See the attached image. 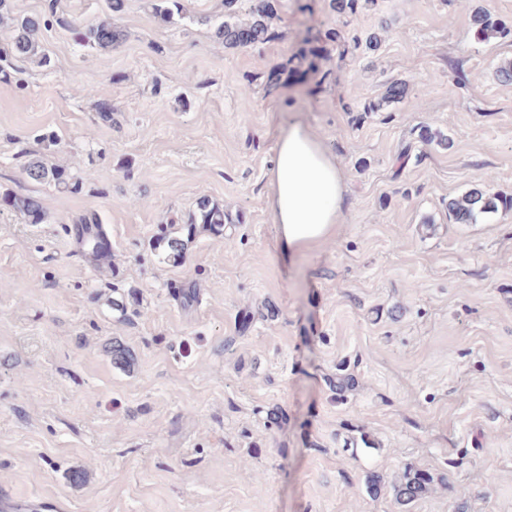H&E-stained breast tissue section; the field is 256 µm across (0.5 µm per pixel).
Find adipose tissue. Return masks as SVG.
Returning a JSON list of instances; mask_svg holds the SVG:
<instances>
[{"label": "adipose tissue", "instance_id": "obj_1", "mask_svg": "<svg viewBox=\"0 0 512 512\" xmlns=\"http://www.w3.org/2000/svg\"><path fill=\"white\" fill-rule=\"evenodd\" d=\"M342 203L343 180L335 159L310 128L291 125L276 146L268 199L283 255L333 239Z\"/></svg>", "mask_w": 512, "mask_h": 512}]
</instances>
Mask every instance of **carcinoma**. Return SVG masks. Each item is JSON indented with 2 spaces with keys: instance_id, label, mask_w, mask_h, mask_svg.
I'll return each mask as SVG.
<instances>
[{
  "instance_id": "obj_1",
  "label": "carcinoma",
  "mask_w": 512,
  "mask_h": 512,
  "mask_svg": "<svg viewBox=\"0 0 512 512\" xmlns=\"http://www.w3.org/2000/svg\"><path fill=\"white\" fill-rule=\"evenodd\" d=\"M372 5L374 0H329V7L342 15L354 13L360 4ZM153 10L163 21L176 23L184 18V6L181 0H152ZM109 14L95 22L77 25L72 28L75 39L84 46L110 51L122 43L123 30L114 22L124 9V0H107ZM276 15L271 0H254L250 18L244 22L226 20L216 28V36L226 48L250 47L270 41L275 37L272 20ZM7 24L13 32L12 42L6 50H0V74L9 75L16 61H29L38 66L50 65V58L44 52L39 34L49 25L48 18L41 14L16 15L11 11L9 0H0V24ZM475 36L486 41L507 34L505 27L490 13L478 8L473 14ZM28 177L35 182H49L67 192H77L82 180L64 167H48L40 161H34L26 167ZM0 205L20 214L30 224H40L45 219L41 202L34 196L6 191L0 194ZM500 209L512 210V197L489 193L483 183L477 182L458 198L448 200V215L459 224H471L479 218ZM227 217L224 207L201 198L196 210L188 220L191 228L220 233L224 229ZM167 244V260L179 264L184 259V245L178 238H162ZM431 485V479L424 473L405 469L393 485L395 498L407 504L425 494Z\"/></svg>"
}]
</instances>
